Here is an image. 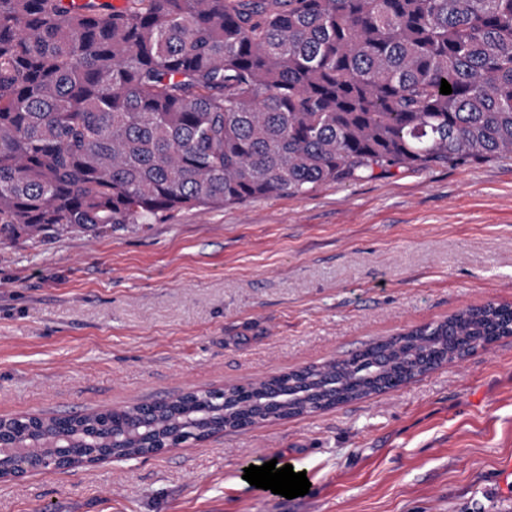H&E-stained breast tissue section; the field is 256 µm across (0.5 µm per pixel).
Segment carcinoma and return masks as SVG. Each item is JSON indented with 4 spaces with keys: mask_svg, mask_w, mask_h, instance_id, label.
<instances>
[{
    "mask_svg": "<svg viewBox=\"0 0 512 512\" xmlns=\"http://www.w3.org/2000/svg\"><path fill=\"white\" fill-rule=\"evenodd\" d=\"M511 155L512 0H0V243ZM503 336L512 305L466 307L336 362L160 400L126 447L330 409ZM136 416L39 426L110 450V422Z\"/></svg>",
    "mask_w": 512,
    "mask_h": 512,
    "instance_id": "1",
    "label": "carcinoma"
}]
</instances>
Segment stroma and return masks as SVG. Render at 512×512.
<instances>
[{"label": "stroma", "mask_w": 512, "mask_h": 512, "mask_svg": "<svg viewBox=\"0 0 512 512\" xmlns=\"http://www.w3.org/2000/svg\"><path fill=\"white\" fill-rule=\"evenodd\" d=\"M512 304V157L0 244V416L322 365ZM279 459L288 499L242 482ZM0 512H512V336L398 389L148 459L0 484Z\"/></svg>", "instance_id": "35a3bbf8"}]
</instances>
